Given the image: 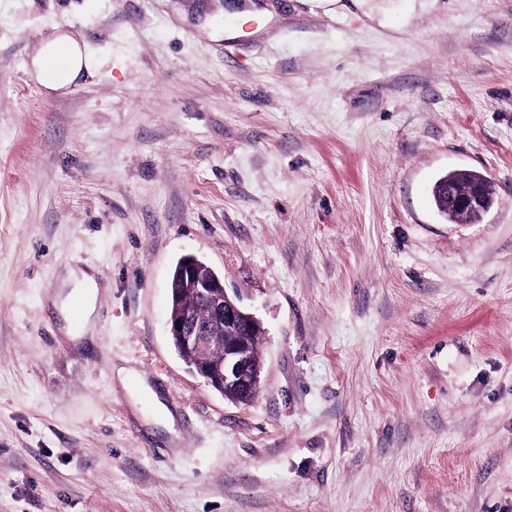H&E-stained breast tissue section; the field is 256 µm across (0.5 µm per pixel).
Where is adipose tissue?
Instances as JSON below:
<instances>
[{"label": "adipose tissue", "mask_w": 512, "mask_h": 512, "mask_svg": "<svg viewBox=\"0 0 512 512\" xmlns=\"http://www.w3.org/2000/svg\"><path fill=\"white\" fill-rule=\"evenodd\" d=\"M28 71L47 95H64L79 86L91 70L83 41L71 32L58 33L54 40L35 46L29 55ZM72 297L82 302V318L79 324H66L69 338H80L94 328L97 281L86 270L72 275Z\"/></svg>", "instance_id": "obj_1"}]
</instances>
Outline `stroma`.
Listing matches in <instances>:
<instances>
[{
    "label": "stroma",
    "instance_id": "stroma-1",
    "mask_svg": "<svg viewBox=\"0 0 512 512\" xmlns=\"http://www.w3.org/2000/svg\"><path fill=\"white\" fill-rule=\"evenodd\" d=\"M227 3L0 0V512H512V0ZM63 29L93 74L52 98ZM187 255L266 329L251 404L171 345ZM63 56L60 68L54 66ZM29 75L48 96L65 95L92 75L83 41L72 32H60L54 40L35 46L29 55ZM448 209L471 214L481 219L493 205L494 183L487 177L482 182L459 185L453 175L447 177ZM73 290L61 302L60 310L66 322L65 334L67 337L80 338L92 333L94 328L95 300L97 294V281L95 276L86 270H79L72 274ZM78 298L82 302L81 322L74 326L70 317L69 301ZM69 306V307H68Z\"/></svg>",
    "mask_w": 512,
    "mask_h": 512
}]
</instances>
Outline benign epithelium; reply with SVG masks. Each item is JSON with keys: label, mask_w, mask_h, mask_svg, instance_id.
Here are the masks:
<instances>
[{"label": "benign epithelium", "mask_w": 512, "mask_h": 512, "mask_svg": "<svg viewBox=\"0 0 512 512\" xmlns=\"http://www.w3.org/2000/svg\"><path fill=\"white\" fill-rule=\"evenodd\" d=\"M447 183L448 208L479 219L492 208L496 190L490 178L461 186L450 175ZM177 273L195 283L209 319L200 324L190 316H171L168 320L169 335L178 337L182 346L196 349L206 356L213 349H219L218 361L207 358L191 371L218 392L248 398L261 386L264 364L262 347L250 348L252 334L265 335L260 319L247 311L238 297L226 292L222 278L214 273L202 275L196 258H183Z\"/></svg>", "instance_id": "obj_1"}]
</instances>
